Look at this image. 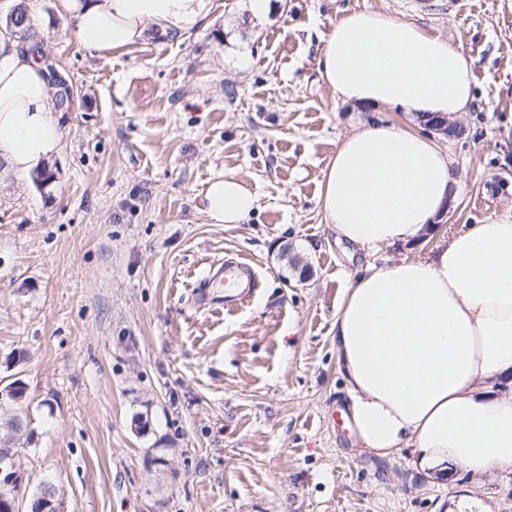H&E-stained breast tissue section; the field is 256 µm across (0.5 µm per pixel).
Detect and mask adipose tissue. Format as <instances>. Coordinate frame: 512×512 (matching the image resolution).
<instances>
[{
    "label": "adipose tissue",
    "instance_id": "adipose-tissue-1",
    "mask_svg": "<svg viewBox=\"0 0 512 512\" xmlns=\"http://www.w3.org/2000/svg\"><path fill=\"white\" fill-rule=\"evenodd\" d=\"M214 0H60L73 32L100 57L209 20ZM322 82L343 102L420 118L455 117L473 100L471 60L413 21L352 10L333 21ZM47 73L30 49L0 48V159L21 178L65 136ZM457 173L429 136L376 124L346 136L320 180L318 205L338 239L379 250L433 233ZM254 194L237 176L213 180L205 212L240 224ZM352 428L381 455L410 449L420 469L490 475L512 467V221L472 224L430 255L365 266L334 328Z\"/></svg>",
    "mask_w": 512,
    "mask_h": 512
}]
</instances>
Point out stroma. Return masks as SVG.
<instances>
[{
	"instance_id": "stroma-1",
	"label": "stroma",
	"mask_w": 512,
	"mask_h": 512,
	"mask_svg": "<svg viewBox=\"0 0 512 512\" xmlns=\"http://www.w3.org/2000/svg\"><path fill=\"white\" fill-rule=\"evenodd\" d=\"M213 23L99 57L57 0H36L44 54L77 88L49 185L0 163V422L20 512L46 485L62 512H512V468L477 477L379 456L354 436L334 345L349 278L427 254L441 235L512 220V0H250ZM346 10L415 21L473 61L475 100L438 136L461 176L437 236L371 254L317 207L338 143L404 113L342 102L320 79ZM243 178L257 208L214 224L204 193ZM250 263L257 290L198 309L210 267ZM23 393L13 399L11 385Z\"/></svg>"
}]
</instances>
